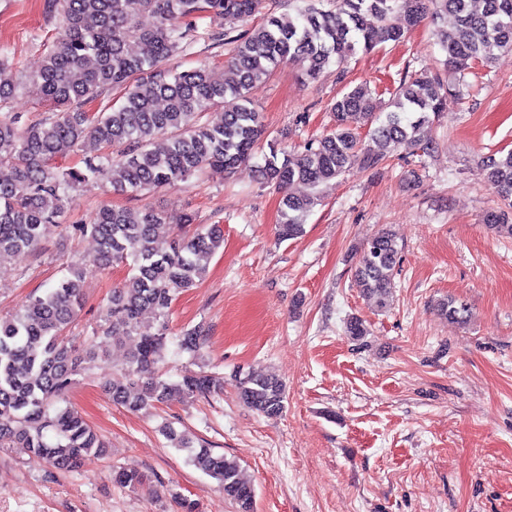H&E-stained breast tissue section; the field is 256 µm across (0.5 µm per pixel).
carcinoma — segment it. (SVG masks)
<instances>
[{"instance_id":"obj_1","label":"carcinoma","mask_w":512,"mask_h":512,"mask_svg":"<svg viewBox=\"0 0 512 512\" xmlns=\"http://www.w3.org/2000/svg\"><path fill=\"white\" fill-rule=\"evenodd\" d=\"M52 2L61 7V31L40 70L22 84L60 112L32 125L21 123L18 114L0 115V166L10 167V175L0 177V261L36 251L59 227L67 192L79 184L107 182L115 191L139 193L212 168L230 173L250 162L265 128L248 91L283 62L303 64L314 79L333 62L340 65L360 51L403 42L408 30L427 17L436 23L454 19L451 28L437 33L449 72L512 51V0H483L480 12L471 0H334L328 10L317 7L322 0H305L296 14L265 16L230 40L227 63L235 79L227 84L205 67L177 72L158 63L186 50L202 20L211 23L207 39L223 42L224 19L252 17L263 0ZM144 13L153 15V25L139 23ZM133 41L148 45L151 54L132 53ZM449 92L437 76L414 77L400 81L384 105L375 90L359 84L331 104L332 133L301 152H283L281 161L271 150L256 173L263 183L286 191L278 236L286 240L302 234L304 218L320 201L318 188L348 167L372 169L398 146L422 144L424 128L448 109ZM109 93V108L94 114L84 109ZM206 112L218 117L202 123ZM362 127L368 129L367 140L360 135ZM64 144L81 152L83 167L56 164ZM482 171L503 204L485 221L512 237V151L488 157ZM296 183L306 192L288 193ZM194 221L191 215L173 220L150 207L132 211L105 204L92 223L73 225L74 232L97 239L94 263L129 268L122 286L112 291L102 330L105 337L134 340L124 375L111 386L112 401L128 411L162 404L175 393L187 399L205 396L219 386L204 372L177 381L144 375L164 357L173 302L203 278L223 241L216 225H199L169 241L156 234L161 224L187 227ZM399 251L394 238L382 232L363 244L355 267L364 298L380 309L390 302ZM83 274L80 265H71L69 274L32 297L22 312L0 317V448H21L58 470H74L85 455L105 448L82 414L66 403L75 376L98 355L97 346L79 348L65 335L83 309ZM438 307L452 320L466 317L465 305L453 299ZM147 310L156 323L141 321ZM202 346L199 326L179 336L182 352L196 355ZM234 378L245 406L269 418L282 414L286 388L280 379L250 373ZM163 434L187 452L193 466L221 483L224 499L237 512H251L254 489L236 461L193 445L171 425ZM112 482L137 491L145 478L119 468L112 470Z\"/></svg>"}]
</instances>
